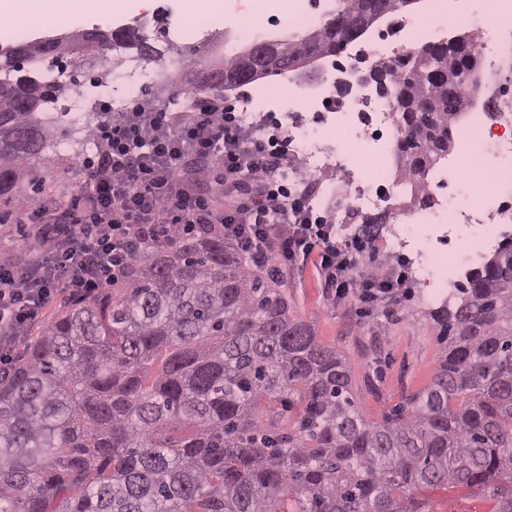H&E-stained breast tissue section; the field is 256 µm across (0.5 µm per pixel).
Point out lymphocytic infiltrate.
I'll return each mask as SVG.
<instances>
[{"label":"lymphocytic infiltrate","mask_w":512,"mask_h":512,"mask_svg":"<svg viewBox=\"0 0 512 512\" xmlns=\"http://www.w3.org/2000/svg\"><path fill=\"white\" fill-rule=\"evenodd\" d=\"M284 125L267 115L262 133L230 105L196 111L139 107L107 113L92 132L100 152L66 196L21 201L17 222L37 249L0 265V365L10 364L47 306L118 281L140 252L176 234L220 230L255 264L283 272L317 256L323 285L338 299L372 307L396 298L409 272H373L363 248L348 250L336 226L305 194L274 178L298 164Z\"/></svg>","instance_id":"obj_1"}]
</instances>
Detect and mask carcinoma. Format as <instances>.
<instances>
[{"label": "carcinoma", "instance_id": "cac0c4a2", "mask_svg": "<svg viewBox=\"0 0 512 512\" xmlns=\"http://www.w3.org/2000/svg\"><path fill=\"white\" fill-rule=\"evenodd\" d=\"M374 2L336 0L247 81L252 45L225 55L226 83L206 90L340 56L381 19ZM111 44L142 48L110 32L3 46L1 205L43 191L41 164L70 134L47 114L81 88L27 75L12 55L90 58L98 86ZM479 63L469 33L370 67L403 129L396 180L420 206L475 104ZM429 315L445 338L431 384L407 414L369 422L348 362L291 315L282 279L219 234L151 248L123 280L63 302L0 372V512H433L413 490L458 486L512 512V237Z\"/></svg>", "mask_w": 512, "mask_h": 512}]
</instances>
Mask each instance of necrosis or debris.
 Returning a JSON list of instances; mask_svg holds the SVG:
<instances>
[{
  "instance_id": "necrosis-or-debris-1",
  "label": "necrosis or debris",
  "mask_w": 512,
  "mask_h": 512,
  "mask_svg": "<svg viewBox=\"0 0 512 512\" xmlns=\"http://www.w3.org/2000/svg\"><path fill=\"white\" fill-rule=\"evenodd\" d=\"M251 12L266 22L301 30L317 27L325 16L314 0H251ZM243 21L233 0H225L223 12L214 16L185 13L168 36L173 43L195 47L220 28L243 40L261 38L260 30L244 27ZM445 22L478 34L489 83L502 95V117L491 127L483 113L473 112L458 128L457 162L447 180L436 184L437 207L413 210L396 201L398 115L364 86L351 84L347 97L338 101L336 74H327L309 88L299 87L290 76L286 92L270 93L265 82L257 81L237 104L242 124L253 129L259 126L261 112H282L289 146L300 156L303 169L285 166L276 175L294 188L301 185V172L317 176L320 190L311 205L330 212L338 232L346 231L351 211L370 212L392 202L394 217L386 242L392 249L411 251L416 276L436 291L480 263L495 247L502 226L512 223V97L503 93L504 65L499 58L501 39L512 32V0H477L471 13L433 9L397 18L395 25L405 36L400 44L385 29L370 36L373 59L391 62L429 43L431 32ZM143 85V67L131 60L128 70L105 86L113 111H127ZM446 243L452 246L448 255L442 250Z\"/></svg>"
}]
</instances>
